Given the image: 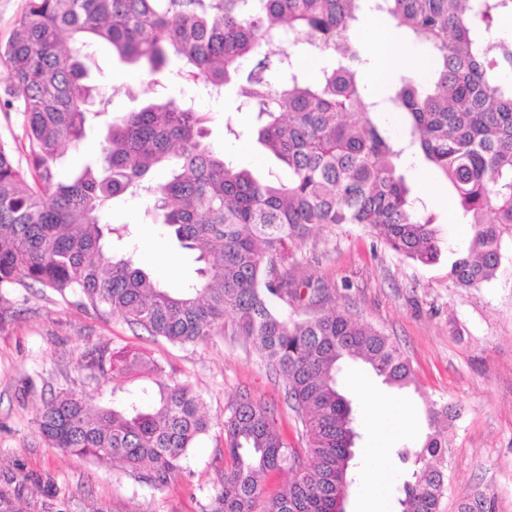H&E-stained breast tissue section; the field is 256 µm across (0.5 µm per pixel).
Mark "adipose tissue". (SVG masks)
<instances>
[{
  "instance_id": "obj_1",
  "label": "adipose tissue",
  "mask_w": 512,
  "mask_h": 512,
  "mask_svg": "<svg viewBox=\"0 0 512 512\" xmlns=\"http://www.w3.org/2000/svg\"><path fill=\"white\" fill-rule=\"evenodd\" d=\"M381 27L379 17L371 12L364 27L355 34L356 40L369 51L375 62L371 75L375 84L389 77H399L408 61L405 53L390 51L389 38L379 35ZM349 383L361 398L368 425V439L361 452L362 492L356 512H387L385 494L393 478L390 445L407 433L404 425L407 407L403 402L381 395L361 374H351Z\"/></svg>"
}]
</instances>
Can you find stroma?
Segmentation results:
<instances>
[{"label":"stroma","instance_id":"1","mask_svg":"<svg viewBox=\"0 0 512 512\" xmlns=\"http://www.w3.org/2000/svg\"><path fill=\"white\" fill-rule=\"evenodd\" d=\"M90 76L110 99L113 115L152 97L142 72L108 47L98 49ZM175 89L210 112L211 145L260 178L272 173L287 178L258 142L255 114L241 109L233 92L215 100L193 83ZM228 121L233 131H226ZM406 176L453 253L421 264L390 250L366 229L342 224L315 230L297 253L296 274L325 286V306L341 307L401 345L414 381L403 389L383 384L379 390L410 407L408 445L424 440L432 403H447L458 412L445 431L448 486L440 512H459L477 492L493 496L497 512H512V233L503 238L495 279L476 288L455 287L448 271L454 253L467 249L468 227L442 177L420 161ZM106 220L130 226L135 264L157 276L164 288L177 292L197 280L195 264L181 262L165 274L144 258L141 248L147 243L161 257L177 255L179 248L163 237L142 198L127 197ZM11 301L13 315L0 325V501L17 512H207L230 464L224 417L244 397L269 409L288 447L306 446L282 377L231 330L179 345L48 288L16 289ZM133 355L157 362L161 376L115 378L90 367L100 356ZM163 382L189 385L201 396L209 420L208 432L189 449L165 489L139 482L120 463L92 462L48 447L37 429L43 401L60 389L85 391L109 407L142 393L157 395Z\"/></svg>","mask_w":512,"mask_h":512}]
</instances>
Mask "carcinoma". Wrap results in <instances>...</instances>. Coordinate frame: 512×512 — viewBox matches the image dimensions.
I'll return each instance as SVG.
<instances>
[{"label": "carcinoma", "mask_w": 512, "mask_h": 512, "mask_svg": "<svg viewBox=\"0 0 512 512\" xmlns=\"http://www.w3.org/2000/svg\"><path fill=\"white\" fill-rule=\"evenodd\" d=\"M368 0H26L0 65L8 99L23 116L22 167L0 143V325L9 295L40 285L77 294L96 312L172 344L205 340L220 326L250 340L285 381V399L300 414L306 460L286 446L266 407L238 401L224 417L231 466L210 512H332L336 492L358 476L359 406L340 384L343 364L360 360L385 384L412 383L409 359L369 323L334 308L287 315L304 298L317 304L323 286L293 274L292 261L311 229L356 224L396 253L422 264L440 255L434 218L407 185L403 166L415 155L440 174L469 225L466 253L452 262L459 288L490 282L512 232V40H490L512 0H373L396 26L430 46L427 85L402 76L378 100L362 81L366 64L351 37ZM295 51L288 52L285 44ZM105 44L148 75L221 94L233 86L257 114L259 141L288 168V181L260 180L206 142L209 113L167 92L119 117L86 83L95 48ZM301 54L330 64L311 78ZM387 108L407 137L397 140L374 120ZM106 126L98 159L68 182L56 162L87 129ZM169 169L152 182L153 172ZM139 196L180 248L202 264L200 280L171 292L132 260L105 247L127 225L103 222L125 195ZM158 365L138 357L98 369L123 375ZM203 400L188 385L166 384L152 405L100 407L82 391L45 401L36 425L52 448L90 461L117 460L161 490L208 429ZM455 413L428 410L421 446L393 453L404 465L400 512H438L446 490L448 448L438 426ZM295 472L288 486L264 495L270 470ZM459 512H496L482 492Z\"/></svg>", "instance_id": "carcinoma-1"}]
</instances>
